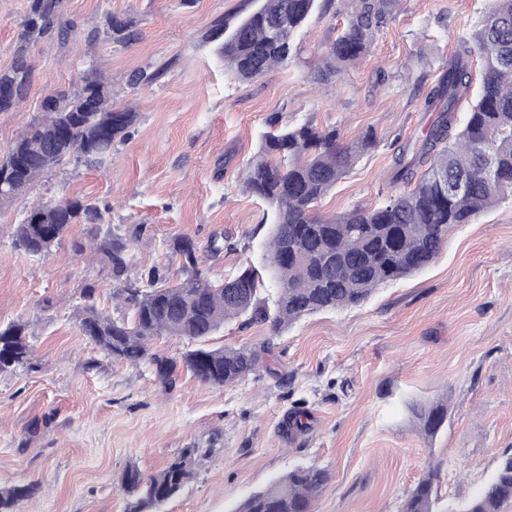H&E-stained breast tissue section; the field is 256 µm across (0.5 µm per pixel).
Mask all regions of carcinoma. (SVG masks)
Here are the masks:
<instances>
[{
  "label": "carcinoma",
  "mask_w": 512,
  "mask_h": 512,
  "mask_svg": "<svg viewBox=\"0 0 512 512\" xmlns=\"http://www.w3.org/2000/svg\"><path fill=\"white\" fill-rule=\"evenodd\" d=\"M399 0H351L346 26L326 48L319 76L339 73L366 55L376 31L386 26ZM317 0H262L260 6L234 25L218 19L201 35L215 46L224 68L237 79L253 81L296 53L295 37L314 11ZM61 0H28L17 34L12 64L0 69V91L15 88L23 95L0 97V112L17 109L26 99L34 66L31 51L49 32L62 41L68 29L58 23ZM288 28V39L271 37L272 22ZM106 33L118 43L138 38L130 17H105ZM483 58L479 90L470 111L458 117L460 102L470 96L474 53ZM423 111L434 113L421 133L398 146L387 175L391 190L372 208H356L334 217H321L315 204L373 148L369 131L346 142L334 126L310 123L283 126L268 119L258 151L247 163L246 190L272 208L268 240L273 291L265 288L258 269L248 266L214 280L204 267L205 256L224 250L217 240L199 250L186 235L169 244L179 268L153 266L141 274L144 288L126 285L128 244L106 236L95 253L112 264L116 287L112 298L131 309L132 317H108L94 305L78 312L83 335L115 362L153 367L161 383L179 368L210 386L234 385L259 372L272 352L271 341L240 347L213 348L209 341L230 321L242 326L267 325L273 334L302 318L325 311L357 307L378 287L431 266L448 244L450 232L470 224L505 190L512 189V0H489L475 42L460 40L443 74L428 92ZM138 113L116 105L112 83L91 67L67 90L55 91L41 104V115L0 157V201L25 196L43 174L75 158L100 167L125 139ZM454 182L464 184L459 196L449 193ZM30 213L41 223L22 222L15 242L26 253L41 256L59 244L74 224H100L98 207L75 197L38 204ZM29 324L0 326V371L30 363ZM159 336H172L193 345L180 357L153 349ZM408 409L418 432L433 437L448 417V401H417ZM290 427L311 429L310 414L295 407ZM188 449L161 471L145 475L135 467L123 477L131 496L126 512H160L191 477ZM436 474L423 475L404 500L401 512H437ZM330 481L318 466L297 467L248 495L234 512H314V503ZM31 497L29 486L0 489V512H20ZM512 509V455L503 457L495 474L464 504L446 512H507Z\"/></svg>",
  "instance_id": "cac0c4a2"
}]
</instances>
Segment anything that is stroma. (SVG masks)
<instances>
[{
	"label": "stroma",
	"instance_id": "1",
	"mask_svg": "<svg viewBox=\"0 0 512 512\" xmlns=\"http://www.w3.org/2000/svg\"><path fill=\"white\" fill-rule=\"evenodd\" d=\"M487 0H401L371 52L341 74L318 64L350 10L327 0L296 38L298 52L263 77L237 80L203 31L245 14L252 0H62L68 41L50 32L33 49L35 77L22 109L0 112V154L40 115L42 99L103 66L118 103L138 114L105 171L69 160L25 197L0 203V324L30 322V364L0 372V486L34 490L22 512H125L128 467L153 474L194 449L191 479L163 512H233L251 493L298 466L328 469L316 512H400L428 470L439 473L440 508L470 499L512 453V192L474 223L454 229L428 269L382 286L363 305L307 316L271 336L267 326L225 325L215 346L272 339L266 370L232 386L187 371L160 384L149 365L112 362L83 336V290L115 314L110 264L89 256L91 236L129 245L132 281L167 262L178 235L226 247L211 262L220 278L263 266L268 206L243 180L266 121L339 129L351 141L377 136L322 197L319 215L382 202L395 149L432 116L426 94L458 38H473ZM27 0H0V68L8 67ZM134 18L140 36L119 44L105 15ZM158 71L130 84L134 72ZM80 196L104 216L73 225L41 256L14 234L33 201ZM447 399L432 439L415 430L407 402ZM306 407L313 426L288 427Z\"/></svg>",
	"mask_w": 512,
	"mask_h": 512
}]
</instances>
